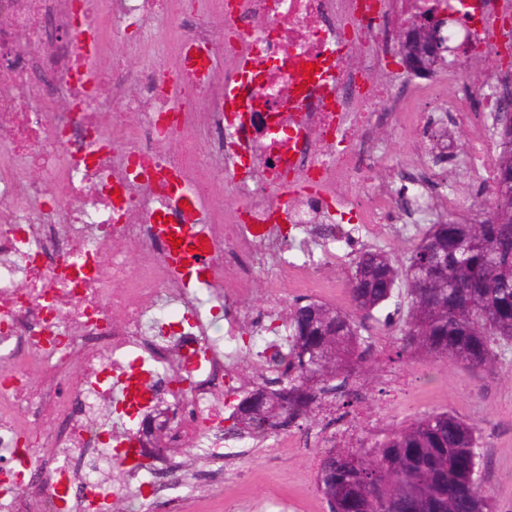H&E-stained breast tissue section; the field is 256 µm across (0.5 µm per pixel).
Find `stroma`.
I'll list each match as a JSON object with an SVG mask.
<instances>
[{
	"label": "stroma",
	"instance_id": "35a3bbf8",
	"mask_svg": "<svg viewBox=\"0 0 512 512\" xmlns=\"http://www.w3.org/2000/svg\"><path fill=\"white\" fill-rule=\"evenodd\" d=\"M108 51L133 72L169 67L175 59V37L160 18L146 27L123 20L115 27ZM377 137L386 162L375 168L372 184L382 195L399 196L404 182L396 164H413L424 153L444 157L453 169L452 210L472 214L480 210L479 178L466 162L469 129L465 123L444 121L442 113L423 107L400 125L380 127ZM448 213L425 210L417 223L402 226L388 220L356 242L337 243L335 264L323 266L321 274L350 276L357 252L364 249L380 248L394 260H405L414 241L430 224L447 219ZM367 332L374 345L373 363L356 380L361 397L346 419L348 439L371 441L421 414L451 410L478 425L486 452V477L498 510L512 512V347L505 349L495 368L473 374L445 360L394 361L395 329L372 321ZM335 414V403L325 402L312 425L309 445L300 443L299 430L275 432L264 438L261 447L225 464L211 497L246 495L259 504V512H328L316 491V475L332 433L328 422Z\"/></svg>",
	"mask_w": 512,
	"mask_h": 512
}]
</instances>
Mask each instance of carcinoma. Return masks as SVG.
<instances>
[{
	"label": "carcinoma",
	"instance_id": "cac0c4a2",
	"mask_svg": "<svg viewBox=\"0 0 512 512\" xmlns=\"http://www.w3.org/2000/svg\"><path fill=\"white\" fill-rule=\"evenodd\" d=\"M492 212L480 224L431 225L398 265L366 249L353 262L346 311L310 300L289 311L287 367L278 388L258 386L230 429H307L331 396L347 408L352 364L372 349L365 321L400 302L397 356L425 353L479 373L512 342V137L497 135ZM476 424L449 411L403 422L368 445L324 450L317 491L329 512H497Z\"/></svg>",
	"mask_w": 512,
	"mask_h": 512
}]
</instances>
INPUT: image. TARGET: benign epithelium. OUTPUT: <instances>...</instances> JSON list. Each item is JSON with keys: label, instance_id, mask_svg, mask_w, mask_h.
<instances>
[{"label": "benign epithelium", "instance_id": "obj_1", "mask_svg": "<svg viewBox=\"0 0 512 512\" xmlns=\"http://www.w3.org/2000/svg\"><path fill=\"white\" fill-rule=\"evenodd\" d=\"M400 55L404 68L416 77L431 74L441 61L439 19L435 15L419 14L399 34Z\"/></svg>", "mask_w": 512, "mask_h": 512}]
</instances>
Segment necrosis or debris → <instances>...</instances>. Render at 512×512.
I'll return each mask as SVG.
<instances>
[{
  "label": "necrosis or debris",
  "mask_w": 512,
  "mask_h": 512,
  "mask_svg": "<svg viewBox=\"0 0 512 512\" xmlns=\"http://www.w3.org/2000/svg\"><path fill=\"white\" fill-rule=\"evenodd\" d=\"M209 2L224 16L223 54L128 78L120 62L95 61L108 17L163 15L177 26L178 0H0L10 20L0 27V512H54L49 464L68 480L71 512H90L94 499L132 508L144 487L188 484L168 453L183 442L200 450L196 489L251 447L224 418L254 386L238 364L241 317L254 311L259 329L290 293L341 288L317 265L345 233L330 220L336 203L381 161L379 124L427 105L457 117L469 127V163L494 192L499 101L476 106L459 76L485 66L512 85L501 44L512 0H447L455 58L430 83L401 88L383 39L400 18L383 0ZM46 26L34 49L17 50V32ZM245 58L257 64L247 77L237 68ZM228 84L246 108L226 100ZM126 111L139 126L105 129ZM182 136L204 137L219 167L173 153ZM448 175L419 157L405 175L410 194L358 196L364 223L392 212L410 222L424 202L447 207L438 189ZM223 182L228 210L215 195ZM164 224L195 225L208 246L204 280L172 267ZM267 272V301L252 309V281ZM134 371L153 390L147 426L169 434L140 468L118 449L132 430L115 391ZM104 431L112 447H101Z\"/></svg>",
  "instance_id": "necrosis-or-debris-1"
}]
</instances>
